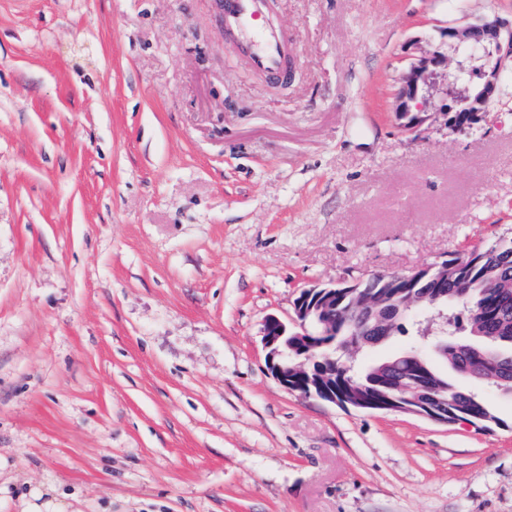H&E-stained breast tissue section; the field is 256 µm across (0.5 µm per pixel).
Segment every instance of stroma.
I'll use <instances>...</instances> for the list:
<instances>
[{
    "label": "stroma",
    "instance_id": "1",
    "mask_svg": "<svg viewBox=\"0 0 512 512\" xmlns=\"http://www.w3.org/2000/svg\"><path fill=\"white\" fill-rule=\"evenodd\" d=\"M512 0H275L291 77L211 0H0V512H512L498 426L281 387L315 284L512 237V76L469 132L395 120L440 30Z\"/></svg>",
    "mask_w": 512,
    "mask_h": 512
}]
</instances>
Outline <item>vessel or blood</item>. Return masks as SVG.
<instances>
[{
	"label": "vessel or blood",
	"instance_id": "vessel-or-blood-1",
	"mask_svg": "<svg viewBox=\"0 0 512 512\" xmlns=\"http://www.w3.org/2000/svg\"><path fill=\"white\" fill-rule=\"evenodd\" d=\"M263 0H224V20L238 29L239 50L256 71L274 74L283 68L288 41L281 30L262 27Z\"/></svg>",
	"mask_w": 512,
	"mask_h": 512
}]
</instances>
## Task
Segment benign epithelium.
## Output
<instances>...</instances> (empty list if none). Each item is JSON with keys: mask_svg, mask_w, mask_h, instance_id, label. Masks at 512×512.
Returning a JSON list of instances; mask_svg holds the SVG:
<instances>
[{"mask_svg": "<svg viewBox=\"0 0 512 512\" xmlns=\"http://www.w3.org/2000/svg\"><path fill=\"white\" fill-rule=\"evenodd\" d=\"M442 34L448 46L456 49L481 50L475 64L469 66L467 84L457 88L453 75L446 74V99L439 110L448 116L447 124L457 132H467L478 122L482 113L488 111L501 92L503 72L512 67V20L507 21L492 15L479 22L464 26L447 25ZM446 66L445 57L431 52L412 59L399 78L395 96V112L400 128L407 134L418 131L426 117L422 116L427 103L424 89L431 88ZM437 273L434 277L436 292L423 299L406 298L394 307L396 315L369 311L376 319L373 330L377 339L392 336V324L396 317L419 306V312L429 322L448 324V261L414 271L416 275ZM294 316L291 322L275 315L268 316L263 324L262 343L268 373L283 388L301 396L316 397L342 407L370 411L375 399L369 388L352 384L351 395L336 398V347L333 343L315 344L310 340L311 315L315 314L323 328V335L334 334L336 327V284H320L299 292L293 303ZM501 370L496 378L497 390L512 392V349L498 352ZM413 395L403 396L394 402L392 412L421 417L438 424H448L445 411H423L431 402H441L442 387L434 378L415 381Z\"/></svg>", "mask_w": 512, "mask_h": 512, "instance_id": "obj_1", "label": "benign epithelium"}]
</instances>
